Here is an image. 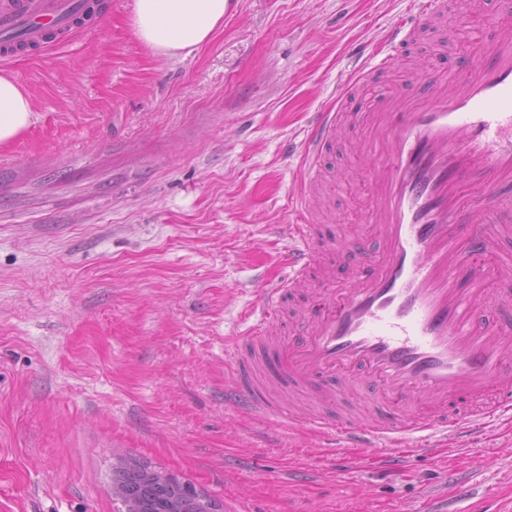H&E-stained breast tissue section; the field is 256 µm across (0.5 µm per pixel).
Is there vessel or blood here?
<instances>
[{"instance_id":"b4317fda","label":"vessel or blood","mask_w":512,"mask_h":512,"mask_svg":"<svg viewBox=\"0 0 512 512\" xmlns=\"http://www.w3.org/2000/svg\"><path fill=\"white\" fill-rule=\"evenodd\" d=\"M91 0H0V58L26 45L67 43ZM414 21L393 22L382 47L363 48L354 87L384 71L385 48H403L444 17L448 0H416ZM343 107L318 113L302 148L303 188L290 200L286 279L263 288L224 353L231 397L259 417L287 415L346 447L408 453V436L458 438L512 413V314L484 300L503 270L498 243L511 231L498 194L512 189V29L498 30L478 60L431 71L382 98L363 149L370 223L344 248L353 257L328 277L297 333L278 326L290 291L308 287L319 224L310 206L322 160L352 122ZM370 390L377 410L359 421L345 410Z\"/></svg>"}]
</instances>
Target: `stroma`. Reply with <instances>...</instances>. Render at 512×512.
Wrapping results in <instances>:
<instances>
[{
    "instance_id": "stroma-1",
    "label": "stroma",
    "mask_w": 512,
    "mask_h": 512,
    "mask_svg": "<svg viewBox=\"0 0 512 512\" xmlns=\"http://www.w3.org/2000/svg\"><path fill=\"white\" fill-rule=\"evenodd\" d=\"M411 3L234 0L209 43L168 58L134 38L133 0H112L67 45L0 63L37 115L0 146V512H125L112 469L129 456L224 512H442L459 483L472 512L512 502L510 420L393 468L224 398L227 343L288 274L314 113L343 96L367 112L451 65L465 12L474 55L512 18V0H469L345 96L357 48ZM361 134L325 158L327 243L369 220Z\"/></svg>"
}]
</instances>
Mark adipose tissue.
Listing matches in <instances>:
<instances>
[{
  "instance_id": "adipose-tissue-1",
  "label": "adipose tissue",
  "mask_w": 512,
  "mask_h": 512,
  "mask_svg": "<svg viewBox=\"0 0 512 512\" xmlns=\"http://www.w3.org/2000/svg\"><path fill=\"white\" fill-rule=\"evenodd\" d=\"M231 0H135L131 28L136 38L165 56L190 55L223 27ZM30 97L0 76V145L14 141L33 122Z\"/></svg>"
}]
</instances>
